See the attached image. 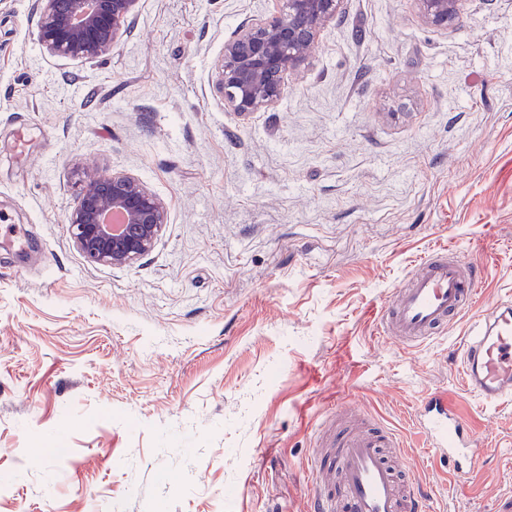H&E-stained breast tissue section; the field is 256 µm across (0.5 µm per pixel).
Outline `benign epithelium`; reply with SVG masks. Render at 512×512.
<instances>
[{"label":"benign epithelium","mask_w":512,"mask_h":512,"mask_svg":"<svg viewBox=\"0 0 512 512\" xmlns=\"http://www.w3.org/2000/svg\"><path fill=\"white\" fill-rule=\"evenodd\" d=\"M140 0H37V34L51 55L92 61L112 52ZM344 0H285L282 11L243 27L224 44L217 87L241 116L277 105L284 75L309 48ZM430 25L446 29L465 0H419ZM76 248L96 264L132 266L148 256L165 224V207L139 179L122 172L84 174L67 216Z\"/></svg>","instance_id":"obj_1"}]
</instances>
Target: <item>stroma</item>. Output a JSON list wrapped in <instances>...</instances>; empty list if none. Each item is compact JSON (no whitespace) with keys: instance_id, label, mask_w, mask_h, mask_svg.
<instances>
[{"instance_id":"stroma-1","label":"stroma","mask_w":512,"mask_h":512,"mask_svg":"<svg viewBox=\"0 0 512 512\" xmlns=\"http://www.w3.org/2000/svg\"><path fill=\"white\" fill-rule=\"evenodd\" d=\"M35 0H0V512H305L332 405L394 428L429 512L512 490V404L453 364L512 302V0L429 25L418 0H345L273 109L216 89L224 44L282 0H140L111 53L49 55ZM31 129L18 162V125ZM165 204L153 251L88 261L66 222L83 169ZM484 264L476 305L405 349L376 315L426 258ZM429 389L479 426L466 492L410 416Z\"/></svg>"}]
</instances>
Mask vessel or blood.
Returning a JSON list of instances; mask_svg holds the SVG:
<instances>
[{"mask_svg": "<svg viewBox=\"0 0 512 512\" xmlns=\"http://www.w3.org/2000/svg\"><path fill=\"white\" fill-rule=\"evenodd\" d=\"M484 269L441 252L425 259L408 283L379 311L386 338L408 348L436 339L471 306ZM458 370L465 390L485 405L512 401V304L490 310L467 337ZM339 409L317 427L309 468L307 512H423L427 499L402 458L385 449L403 447L391 428L376 420L346 424ZM424 448L447 464L458 479L475 467L478 442L469 420L447 392L431 390L412 414Z\"/></svg>", "mask_w": 512, "mask_h": 512, "instance_id": "obj_1", "label": "vessel or blood"}]
</instances>
